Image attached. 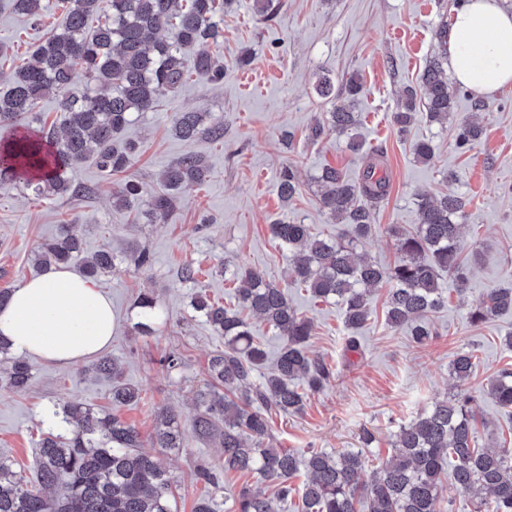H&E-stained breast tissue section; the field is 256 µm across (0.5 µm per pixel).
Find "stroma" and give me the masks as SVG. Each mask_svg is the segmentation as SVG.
<instances>
[{
    "instance_id": "35a3bbf8",
    "label": "stroma",
    "mask_w": 512,
    "mask_h": 512,
    "mask_svg": "<svg viewBox=\"0 0 512 512\" xmlns=\"http://www.w3.org/2000/svg\"><path fill=\"white\" fill-rule=\"evenodd\" d=\"M272 20L257 13L254 0H238L224 12V30L209 43L210 53L224 64L217 84L188 76L175 92L160 99L154 111L136 114L127 137L139 142L141 153L129 171L143 194L138 213L115 207L112 191L118 176L87 161L69 167L66 178L93 190L90 197L35 198L21 185L0 184V288H19L36 276L32 264L42 243L68 224L81 236L86 253L108 247L123 254L137 245L149 250L152 264L138 268L118 264L96 285L112 300L115 329L106 355L123 367L125 379L140 388L143 399L123 408L122 418L149 437L155 412L174 407L183 421L195 416L192 393L206 380L209 356L223 348L224 339L190 306L192 297L206 293L224 304L235 301L237 281L225 267L244 266L281 287L298 313L315 325L310 351L330 364L334 377L322 391L309 394L301 413L272 415L274 444L297 453L312 449L362 450L367 470H375L391 452L392 435L432 401L468 391L474 397L476 436L492 446L512 440V413L489 394L490 379L512 368V349L505 335L512 330V313L470 324L467 313L489 289L512 279V85L490 96H479L457 85L449 90L455 109L447 124L417 121L398 133L392 114L406 87H419L420 77L438 47L436 31L452 20L457 0H274ZM41 23L16 12L10 0H0V91L22 66L34 46L63 20L57 0H45ZM252 62L239 67L244 53ZM357 76L361 92L360 136L365 149L384 152L390 194L375 213V232L358 247L372 261L393 265L396 242L387 228H411L418 195L455 192L469 201L466 209V250L476 251L465 292L448 285V302L432 318L433 341L416 346L406 330L386 325L385 290L371 298L372 315L359 330L360 351L346 355L348 332L339 307L314 301L288 278V252L270 232L286 221L312 225L315 232L336 237L344 225L331 223L318 205L313 177L331 165L350 176L363 166L362 156L346 148V138L329 134L312 141L308 132L334 106L317 94L319 77L342 86ZM202 110L224 127L223 139L202 134L192 141L171 132L175 113ZM480 124L481 140L459 152L455 135L461 121ZM432 139L430 163L416 161L412 145ZM201 156L206 179L181 192L179 207L166 219L148 216L151 197L162 191L160 173L185 154ZM294 166L297 195L281 201L277 179L282 168ZM201 268L198 283L178 280L185 265ZM149 292L158 300L161 316L154 336H139L134 301ZM476 350L479 363L466 384L449 375L455 356ZM181 352V374L168 375L158 360L168 351ZM30 389L17 394L0 389V452L14 457L18 469L30 471L40 431L53 425L52 413L69 403L101 411L109 409L112 383L97 375L92 359L61 367L30 357ZM375 435L363 445V429ZM174 484L177 512H193L195 502L210 495L211 486L197 481L199 465L220 467L224 450L218 439L188 437L183 448L162 452Z\"/></svg>"
}]
</instances>
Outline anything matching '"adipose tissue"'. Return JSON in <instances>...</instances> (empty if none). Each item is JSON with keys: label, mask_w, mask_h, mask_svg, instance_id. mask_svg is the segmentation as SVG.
Returning <instances> with one entry per match:
<instances>
[{"label": "adipose tissue", "mask_w": 512, "mask_h": 512, "mask_svg": "<svg viewBox=\"0 0 512 512\" xmlns=\"http://www.w3.org/2000/svg\"><path fill=\"white\" fill-rule=\"evenodd\" d=\"M453 80L479 95L512 84V13L496 0H468L453 17L448 46ZM111 299L89 278L49 267L13 290L0 306V337L14 353L66 367L112 340Z\"/></svg>", "instance_id": "ef3b65f1"}]
</instances>
